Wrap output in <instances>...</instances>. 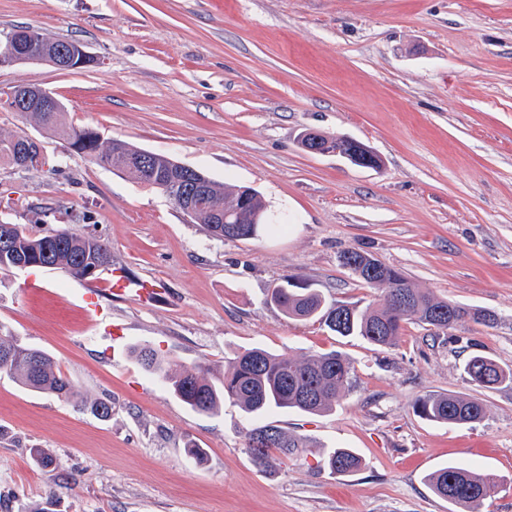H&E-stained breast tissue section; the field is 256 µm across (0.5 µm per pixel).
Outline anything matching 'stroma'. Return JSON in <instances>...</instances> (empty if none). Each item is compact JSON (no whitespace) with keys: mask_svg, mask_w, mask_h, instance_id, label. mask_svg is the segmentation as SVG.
<instances>
[{"mask_svg":"<svg viewBox=\"0 0 512 512\" xmlns=\"http://www.w3.org/2000/svg\"><path fill=\"white\" fill-rule=\"evenodd\" d=\"M19 27L78 42L101 64L2 68L0 93L53 90L67 124L253 187L289 227L213 239L164 195L0 108V134L38 138L49 159L0 165V222L100 237L114 266L165 290L143 303L114 297L111 272L41 269L30 291L29 271L0 272V336L49 353L77 393L0 377V512L51 494L58 512H461L424 482L448 463L495 476L479 512H512V382L485 390L463 372L473 353L512 369V0H0V33ZM306 130L357 139L381 166L308 152ZM348 250L497 321L442 334L410 322L377 347L266 303L288 276L330 302L377 304L344 266ZM140 343L218 371L254 346L337 350L354 389L329 414L273 415L313 445L262 467L245 446L248 416L229 402L191 410L136 361ZM429 392L479 397L487 415L427 421L413 403ZM97 397L111 400L110 419L82 409ZM189 440L205 462L186 455ZM326 447L355 450L362 469L330 474ZM33 448L54 469L35 466Z\"/></svg>","mask_w":512,"mask_h":512,"instance_id":"1","label":"stroma"}]
</instances>
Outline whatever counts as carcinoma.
Masks as SVG:
<instances>
[{
  "instance_id": "obj_1",
  "label": "carcinoma",
  "mask_w": 512,
  "mask_h": 512,
  "mask_svg": "<svg viewBox=\"0 0 512 512\" xmlns=\"http://www.w3.org/2000/svg\"><path fill=\"white\" fill-rule=\"evenodd\" d=\"M64 111L27 112L23 119L52 132L68 148L79 147L76 154L103 165L116 167L115 144L129 155L143 149L126 141H106L100 132L88 127L74 128L62 122ZM13 137L0 138V163L16 167ZM206 192L202 205L190 216L210 236L219 240H249L267 227V207L260 193L250 186H227L205 177ZM247 203L246 211L257 217L255 224H218L223 217L233 219ZM40 257L53 269L74 278H85L90 265L100 270L112 267V248L105 240L74 232L68 228L52 229L33 235L20 224L12 225L7 241L0 240V272L24 258ZM343 264L362 282L382 291V303L358 308L343 303H329L320 291L293 288L289 278L272 288L266 302L293 320L320 317L324 324L340 336H357L379 347L395 345L404 325L410 321L447 331L466 320L492 326L496 314L472 306L443 299L416 287L398 268L360 251H347ZM133 354L146 372L170 384L174 394L191 410L213 414L224 402L238 406L254 418L270 416L283 409L311 415L335 410L350 393L354 367L351 360L336 351L294 356L288 352L273 353L262 347L239 351L224 361V371L216 374L201 365L172 363L148 344L133 347ZM463 371L469 382L479 388L494 389L502 384L506 372L493 359L475 354L466 359ZM0 374H5L22 387L37 393L68 399L74 385L57 367L48 353L26 347L9 336H0ZM85 409L100 420L112 416V401L98 398ZM414 412L421 418L456 426L481 422L486 416L484 403L471 395L448 392L429 393L417 398ZM245 445L256 463L263 465L271 452L283 455L314 444L291 434L271 422L259 424L247 432ZM325 466L334 475L345 476L363 466L362 458L349 448H332L323 454ZM433 493L466 512H478L479 506L494 486V478L471 467L450 464L425 477Z\"/></svg>"
}]
</instances>
